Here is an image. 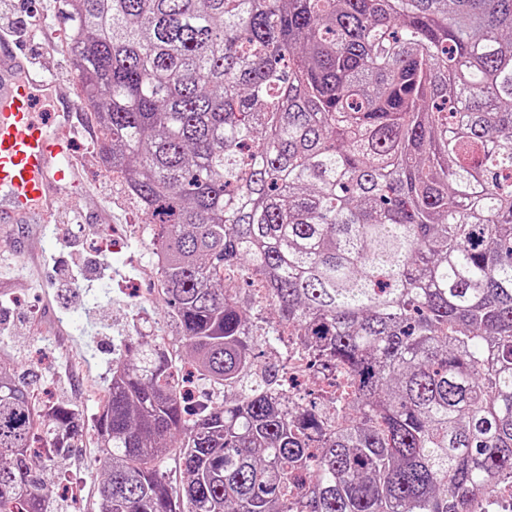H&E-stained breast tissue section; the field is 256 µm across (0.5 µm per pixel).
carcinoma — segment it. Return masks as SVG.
<instances>
[{"instance_id":"carcinoma-1","label":"carcinoma","mask_w":512,"mask_h":512,"mask_svg":"<svg viewBox=\"0 0 512 512\" xmlns=\"http://www.w3.org/2000/svg\"><path fill=\"white\" fill-rule=\"evenodd\" d=\"M72 78L224 407L160 342L94 417L99 512H480L512 487V0H65ZM268 281L295 399L224 269ZM84 415L0 356V512ZM178 451L184 479L161 465Z\"/></svg>"}]
</instances>
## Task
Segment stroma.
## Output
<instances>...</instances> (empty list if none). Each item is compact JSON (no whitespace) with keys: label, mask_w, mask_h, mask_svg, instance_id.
Here are the masks:
<instances>
[{"label":"stroma","mask_w":512,"mask_h":512,"mask_svg":"<svg viewBox=\"0 0 512 512\" xmlns=\"http://www.w3.org/2000/svg\"><path fill=\"white\" fill-rule=\"evenodd\" d=\"M7 6L34 16L39 43L70 31L61 0H0V10ZM43 65L54 83L41 110L54 100L79 101L69 42L49 47ZM80 110L72 157L83 175L80 192L47 223L23 224L13 235L0 236V278L8 282L0 291V354L12 358L16 372H27L41 398L72 403L90 420L108 390L112 360L125 343L165 342L182 363L188 354L158 293L148 230L121 178L103 163L105 136L94 111L85 104ZM57 263L75 275V293L53 292ZM224 284L237 290L258 332L277 328L276 314L246 276L234 272ZM50 469L70 480L56 486L49 512H98L102 474L92 427H85L76 448L55 458Z\"/></svg>","instance_id":"1"}]
</instances>
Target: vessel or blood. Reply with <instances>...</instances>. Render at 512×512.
Listing matches in <instances>:
<instances>
[{
	"mask_svg": "<svg viewBox=\"0 0 512 512\" xmlns=\"http://www.w3.org/2000/svg\"><path fill=\"white\" fill-rule=\"evenodd\" d=\"M50 77L0 36V232L49 217L82 179L71 159L79 106L66 101L35 109Z\"/></svg>",
	"mask_w": 512,
	"mask_h": 512,
	"instance_id": "1",
	"label": "vessel or blood"
}]
</instances>
